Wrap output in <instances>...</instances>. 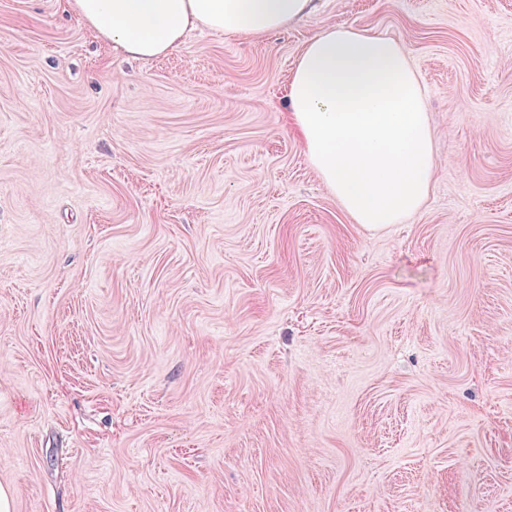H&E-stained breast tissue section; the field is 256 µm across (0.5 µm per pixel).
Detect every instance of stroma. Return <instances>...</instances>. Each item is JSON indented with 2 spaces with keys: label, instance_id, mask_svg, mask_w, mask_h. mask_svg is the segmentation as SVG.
<instances>
[{
  "label": "stroma",
  "instance_id": "obj_1",
  "mask_svg": "<svg viewBox=\"0 0 512 512\" xmlns=\"http://www.w3.org/2000/svg\"><path fill=\"white\" fill-rule=\"evenodd\" d=\"M402 44L433 188L356 224L288 121L306 42ZM13 512H512V0H319L151 61L0 0Z\"/></svg>",
  "mask_w": 512,
  "mask_h": 512
}]
</instances>
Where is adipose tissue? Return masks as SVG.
<instances>
[{
	"instance_id": "obj_1",
	"label": "adipose tissue",
	"mask_w": 512,
	"mask_h": 512,
	"mask_svg": "<svg viewBox=\"0 0 512 512\" xmlns=\"http://www.w3.org/2000/svg\"><path fill=\"white\" fill-rule=\"evenodd\" d=\"M101 39L150 60L192 29L265 35L307 14L313 0H69ZM287 105L311 165L355 223L377 228L416 214L434 181L423 91L404 47L330 28L311 38Z\"/></svg>"
}]
</instances>
